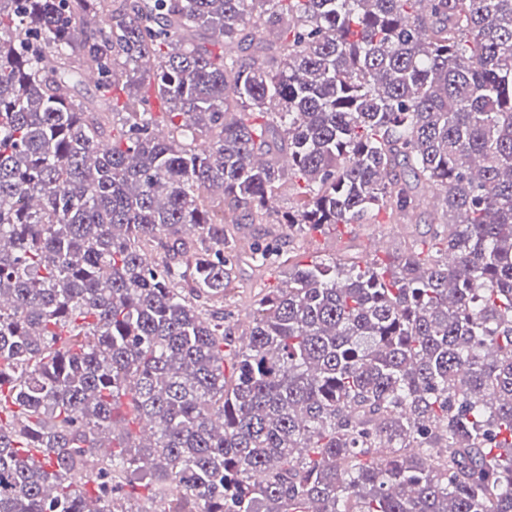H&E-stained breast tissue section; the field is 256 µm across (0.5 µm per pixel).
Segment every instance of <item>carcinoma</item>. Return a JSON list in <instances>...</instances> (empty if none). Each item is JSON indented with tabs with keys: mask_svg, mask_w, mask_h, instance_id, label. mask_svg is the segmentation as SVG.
<instances>
[{
	"mask_svg": "<svg viewBox=\"0 0 512 512\" xmlns=\"http://www.w3.org/2000/svg\"><path fill=\"white\" fill-rule=\"evenodd\" d=\"M105 2L0 0V512H512V0ZM419 186L437 255L207 308L225 214Z\"/></svg>",
	"mask_w": 512,
	"mask_h": 512,
	"instance_id": "cac0c4a2",
	"label": "carcinoma"
}]
</instances>
